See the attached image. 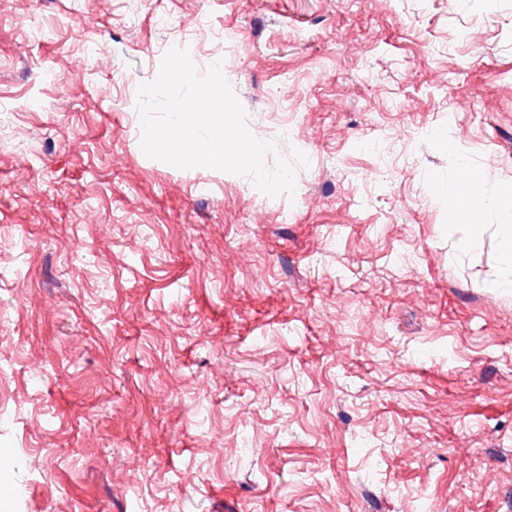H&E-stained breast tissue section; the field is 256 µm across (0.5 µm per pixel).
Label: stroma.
<instances>
[{
    "mask_svg": "<svg viewBox=\"0 0 512 512\" xmlns=\"http://www.w3.org/2000/svg\"><path fill=\"white\" fill-rule=\"evenodd\" d=\"M227 27L293 194L141 148ZM464 166L512 186V0H0V512H512V212L460 229Z\"/></svg>",
    "mask_w": 512,
    "mask_h": 512,
    "instance_id": "stroma-1",
    "label": "stroma"
}]
</instances>
